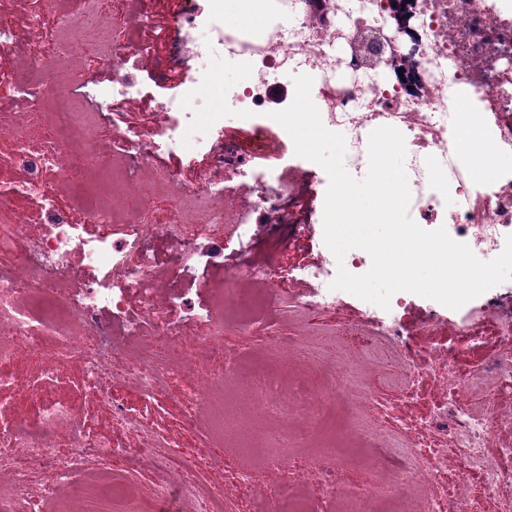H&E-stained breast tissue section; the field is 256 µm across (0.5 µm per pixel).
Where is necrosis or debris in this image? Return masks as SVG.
Returning <instances> with one entry per match:
<instances>
[{"label": "necrosis or debris", "instance_id": "obj_1", "mask_svg": "<svg viewBox=\"0 0 512 512\" xmlns=\"http://www.w3.org/2000/svg\"><path fill=\"white\" fill-rule=\"evenodd\" d=\"M255 2L259 29L203 0L145 16L134 52L173 41L195 66L146 141L120 110L139 83L56 80L78 45L110 48L105 0H52L48 18L0 0V512H512V281L456 310L407 291L385 310L332 286L367 273L369 253L336 259L322 221L290 214L316 260L283 286L256 287L270 260L225 279L214 248L247 249L251 226L225 223L223 185L168 164L209 162L228 128L250 147L287 141L272 114L306 74L353 177L370 133L396 128L410 217L493 260L512 235V165L484 180L464 144L512 157V0H406V64L385 0ZM225 69L237 80L204 95ZM250 147L236 175L255 210L293 197L248 166ZM200 269L187 297L179 282ZM283 305L287 334L241 351Z\"/></svg>", "mask_w": 512, "mask_h": 512}]
</instances>
